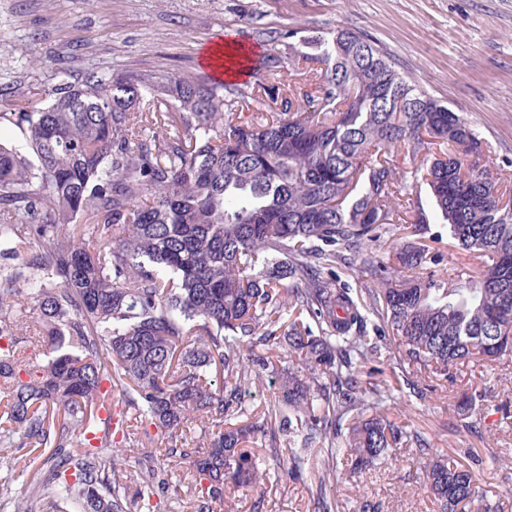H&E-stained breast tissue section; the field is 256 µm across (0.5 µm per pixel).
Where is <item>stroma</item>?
<instances>
[{
  "mask_svg": "<svg viewBox=\"0 0 512 512\" xmlns=\"http://www.w3.org/2000/svg\"><path fill=\"white\" fill-rule=\"evenodd\" d=\"M339 26L368 34L399 71L465 113L490 149L498 184L512 187V0H0V85L15 91L0 100V112L19 111L27 96L56 84L63 69L75 78L94 67L210 79L200 54L222 37L281 60L273 70L254 63L241 88L275 84L303 108L315 80L299 69L298 56L308 52L309 38ZM265 31L282 37L263 41ZM429 205L427 188L415 189L403 228L374 247V256L389 259L396 248L418 241L441 254L443 266L477 271L482 258L463 250L447 225L435 220L414 234L417 209ZM381 359L391 389L381 413L404 436L375 467L358 470L350 455H338L339 512H355L365 498L380 502L381 512H438L423 488L419 437L437 456L472 469L479 497L512 512V424H501L499 412L512 406V359L464 362L453 386L424 392L392 353L382 352ZM465 394L474 396L482 416L470 433L459 430L456 413ZM317 481L307 464L301 480H267L228 496L225 510L318 512Z\"/></svg>",
  "mask_w": 512,
  "mask_h": 512,
  "instance_id": "stroma-1",
  "label": "stroma"
}]
</instances>
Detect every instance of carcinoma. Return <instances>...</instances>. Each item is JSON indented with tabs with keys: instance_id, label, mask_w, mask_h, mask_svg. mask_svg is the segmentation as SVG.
I'll return each mask as SVG.
<instances>
[{
	"instance_id": "1",
	"label": "carcinoma",
	"mask_w": 512,
	"mask_h": 512,
	"mask_svg": "<svg viewBox=\"0 0 512 512\" xmlns=\"http://www.w3.org/2000/svg\"><path fill=\"white\" fill-rule=\"evenodd\" d=\"M314 45L299 57L318 77L311 111L284 100L259 118L232 111L246 93L224 83L92 68L45 91V107L0 112V130L24 141L0 140V335L21 301L48 339L36 364L0 347V467L50 450L24 512H127L117 466L142 443L133 421L166 443V464L193 467L195 512L262 485L252 445L297 426L320 492L335 490L325 448L367 467L402 434L376 413L387 386L361 381L384 373L366 368L365 309L384 346L450 386L459 363L512 356V203L470 159L482 152L471 121L362 31ZM435 145L448 152L415 174L462 249L486 258L463 285L440 279L425 245L368 254L406 209L397 156ZM358 260L377 285L366 302L335 272ZM283 342L296 358L278 376L291 414L252 421L242 395L272 365L257 348ZM196 417L208 432L188 448ZM425 470L440 512H502L475 503L463 466Z\"/></svg>"
}]
</instances>
